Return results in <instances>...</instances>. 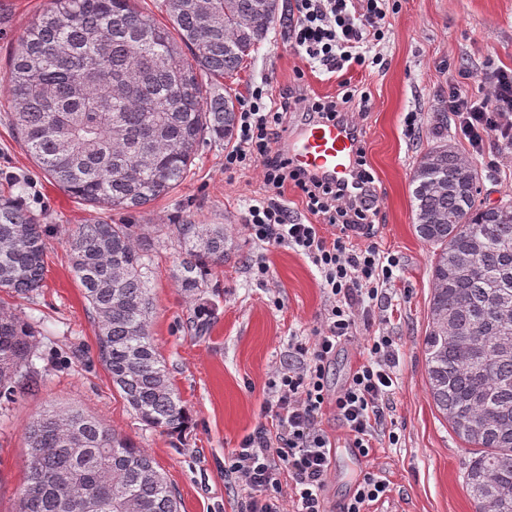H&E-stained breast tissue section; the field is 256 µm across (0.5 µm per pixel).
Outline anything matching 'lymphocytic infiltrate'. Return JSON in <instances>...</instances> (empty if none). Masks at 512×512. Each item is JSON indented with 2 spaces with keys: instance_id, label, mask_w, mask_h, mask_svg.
<instances>
[{
  "instance_id": "lymphocytic-infiltrate-1",
  "label": "lymphocytic infiltrate",
  "mask_w": 512,
  "mask_h": 512,
  "mask_svg": "<svg viewBox=\"0 0 512 512\" xmlns=\"http://www.w3.org/2000/svg\"><path fill=\"white\" fill-rule=\"evenodd\" d=\"M387 0H293L289 24L292 47L312 67L329 73L345 65L379 64L384 45ZM474 75L458 69L448 79L446 106L456 137L471 155H483L488 139L499 152L512 154V70H490L481 91L467 86ZM370 98L350 82L336 95L320 97L303 85L278 98L253 90L237 115L234 143L224 153V169L260 168L265 193L248 207L244 230L254 247L284 244L306 256L322 277L327 306L313 340L288 344V364L268 383L264 412L270 425L246 435L228 459L241 483L238 512H326L324 482L330 469L331 442L320 426L323 411L333 407L347 441L359 457L371 458L377 445L397 447L399 437L386 428V413L396 390L395 346L390 336H371L364 360L346 385L331 392L328 375L337 349L357 333L356 308H371L391 283L399 262L371 241L379 196L365 150L355 159L357 193L293 166L284 146L295 115L323 121L354 120L368 111ZM297 188L318 223L291 219L281 198ZM332 227L325 237L323 227ZM289 486H282L280 472ZM389 482L381 472H365L340 512H368L386 499Z\"/></svg>"
}]
</instances>
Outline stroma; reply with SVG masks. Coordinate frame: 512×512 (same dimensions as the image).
I'll return each instance as SVG.
<instances>
[{"label": "stroma", "mask_w": 512, "mask_h": 512, "mask_svg": "<svg viewBox=\"0 0 512 512\" xmlns=\"http://www.w3.org/2000/svg\"><path fill=\"white\" fill-rule=\"evenodd\" d=\"M52 0H0V191L12 178L25 183L31 211L53 230L46 239L45 279L27 298L0 291V305L27 320L35 333L36 367L43 378L34 392L0 410V512H15L25 469L28 424L52 406H76L92 414L153 457L179 493L181 512H236L238 480L224 466L244 436L264 423L268 382L287 360L293 337L313 338L326 305L321 276L291 248L248 244L243 224L250 199L264 192L259 168L224 170V140L206 139L182 185L131 213L99 210L61 190L14 138L3 75L31 22ZM384 61L338 73L310 69L278 20L244 62L232 89L246 99L255 85L268 92L303 81L319 96L336 95L351 80L369 96L362 124L367 159L379 193L373 241L399 260L395 280L372 305L360 337L385 334L397 343L398 386L389 413L397 447L360 461L332 409L321 426L335 445L325 479L328 512H337L368 468L382 471L390 493L378 512H475L463 479L464 443L442 419L428 391L424 336L432 292L431 248L412 222V168L433 142L430 118L448 92V74L464 67L483 75L487 59L512 68V0H395L388 14ZM422 126L408 132L406 113ZM495 150L476 158L482 193L512 196V160L492 169ZM139 225L152 243L148 286L153 298L151 333L190 420L181 432L147 428L137 419L98 357L96 323L71 270L69 235L93 217ZM178 224H220L235 250L208 270L195 294L175 274L185 256L173 229ZM269 267L265 282L251 267ZM209 310L199 321L198 308Z\"/></svg>", "instance_id": "35a3bbf8"}]
</instances>
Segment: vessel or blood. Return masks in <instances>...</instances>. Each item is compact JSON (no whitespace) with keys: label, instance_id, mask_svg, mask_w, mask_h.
<instances>
[{"label":"vessel or blood","instance_id":"b4317fda","mask_svg":"<svg viewBox=\"0 0 512 512\" xmlns=\"http://www.w3.org/2000/svg\"><path fill=\"white\" fill-rule=\"evenodd\" d=\"M358 147L350 123L314 120L301 124L289 138L288 156L298 168L349 185Z\"/></svg>","mask_w":512,"mask_h":512}]
</instances>
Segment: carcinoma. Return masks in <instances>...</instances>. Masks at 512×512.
Listing matches in <instances>:
<instances>
[{
    "instance_id": "cac0c4a2",
    "label": "carcinoma",
    "mask_w": 512,
    "mask_h": 512,
    "mask_svg": "<svg viewBox=\"0 0 512 512\" xmlns=\"http://www.w3.org/2000/svg\"><path fill=\"white\" fill-rule=\"evenodd\" d=\"M278 0H171L169 23L133 0H53L26 29L5 76L14 132L69 195L131 211L187 177L206 138L232 134L239 100L208 90L233 77L265 38ZM193 50V58L183 48ZM410 176L418 237L433 247L424 337L429 393L469 446L464 480L477 512H512V208L476 202L474 163L444 136ZM188 293L224 261L222 224H178ZM43 224L13 193L0 195V290L42 287ZM72 270L96 321L101 362L142 423L177 431L189 411L150 334L149 250L135 224L92 219L69 235ZM34 333L0 308V403L36 379ZM148 451L77 407L28 426L16 512H179Z\"/></svg>"
}]
</instances>
